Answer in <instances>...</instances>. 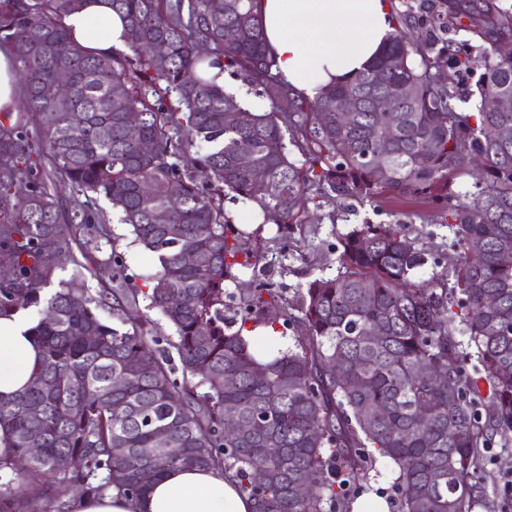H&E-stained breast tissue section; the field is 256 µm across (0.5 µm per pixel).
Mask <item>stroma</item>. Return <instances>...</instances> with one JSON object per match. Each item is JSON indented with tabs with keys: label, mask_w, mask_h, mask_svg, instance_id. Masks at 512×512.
<instances>
[{
	"label": "stroma",
	"mask_w": 512,
	"mask_h": 512,
	"mask_svg": "<svg viewBox=\"0 0 512 512\" xmlns=\"http://www.w3.org/2000/svg\"><path fill=\"white\" fill-rule=\"evenodd\" d=\"M88 204L91 208L106 213L128 274L134 276L138 283H145L156 271L151 254L141 246L133 244L128 226L120 223L118 214L113 212L104 197L91 196ZM330 208L336 213V222L307 225L306 236L311 248L307 250L305 259L301 260L290 257L288 251L283 249L276 238L275 224L254 223L256 206L240 202L227 206L234 226L245 232L246 244L259 242L267 247L264 270L268 279L277 283L288 296L293 295L295 289L309 275L334 274L338 267L337 233L347 231L366 220L374 224L402 222L406 232L428 242L432 250V260L418 269V277H429L432 272L452 265L455 260V252L450 246L451 231L440 222L442 205L439 202L408 196H387L375 207L360 205L352 199H338L331 203ZM486 471L492 479L495 491L496 512H512V496L505 492L508 483L512 482V441H497L491 445L486 452Z\"/></svg>",
	"instance_id": "35a3bbf8"
}]
</instances>
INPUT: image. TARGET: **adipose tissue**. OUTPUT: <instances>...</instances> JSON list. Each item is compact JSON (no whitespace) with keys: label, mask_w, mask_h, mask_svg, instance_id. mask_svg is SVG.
Listing matches in <instances>:
<instances>
[{"label":"adipose tissue","mask_w":512,"mask_h":512,"mask_svg":"<svg viewBox=\"0 0 512 512\" xmlns=\"http://www.w3.org/2000/svg\"><path fill=\"white\" fill-rule=\"evenodd\" d=\"M274 74L293 96L314 98L345 82L380 55L395 31L389 0H252ZM74 40L95 55L126 51L125 21L105 0H85L63 18ZM24 313L0 318V396L31 380L39 349ZM70 512H255L235 481L218 467L173 468L154 479L145 497L116 489L76 495Z\"/></svg>","instance_id":"ef3b65f1"}]
</instances>
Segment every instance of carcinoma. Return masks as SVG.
Segmentation results:
<instances>
[{
  "label": "carcinoma",
  "instance_id": "1",
  "mask_svg": "<svg viewBox=\"0 0 512 512\" xmlns=\"http://www.w3.org/2000/svg\"><path fill=\"white\" fill-rule=\"evenodd\" d=\"M83 2L0 0V44L23 93L17 111L0 113V264L13 271L0 281V318L43 306L30 328L42 385L0 399L9 448L0 474L10 477L0 512H28L32 499L69 512L62 485L139 496L145 468L157 478L215 465L256 512H349L381 458L398 468L396 512H495L485 451L512 439V111L486 103L512 96V60L494 51L512 39V4L485 0L462 14L451 0H398L393 10L417 30L396 31L367 70L304 99L271 73L250 0H108L127 21L128 51L112 56L90 54L63 27ZM464 17L485 24L482 43L439 36L468 30ZM214 58L254 87L263 111L241 110L196 76ZM478 67L474 88L458 96L456 78ZM61 69L72 92L51 100L44 88ZM379 94L392 98L389 136L378 127ZM347 103L357 111L344 124ZM129 112L140 114L136 136ZM198 143L208 147L201 157ZM375 156L386 164L380 181ZM478 157L475 191L455 190ZM256 170L267 176L262 195ZM57 175L106 198L155 256L147 287L126 273L104 214L50 191ZM384 192L444 203L451 268L416 281L427 243L399 224H357L337 235V274L312 276L291 297L256 276L239 298L241 324L278 309L295 330L292 347L259 362L224 318L232 269L261 271L227 197L258 206L298 249L323 203L373 204ZM104 243L111 283L93 293L84 272ZM66 253L75 273L41 297ZM107 305L110 322L98 315ZM154 309L174 335L162 336ZM34 428L37 455L26 443Z\"/></svg>",
  "mask_w": 512,
  "mask_h": 512
}]
</instances>
